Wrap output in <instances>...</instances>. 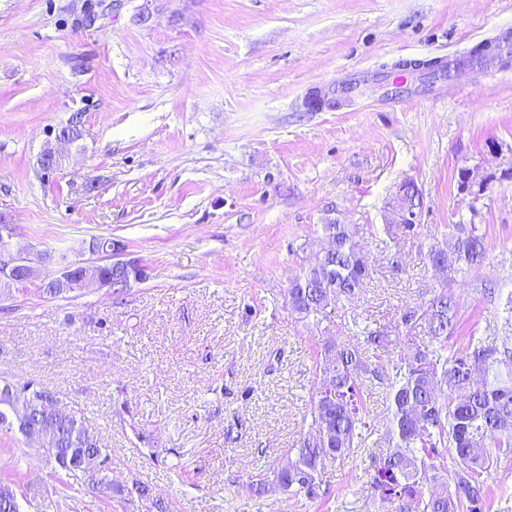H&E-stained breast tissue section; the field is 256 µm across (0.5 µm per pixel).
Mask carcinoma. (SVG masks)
Returning <instances> with one entry per match:
<instances>
[{
  "label": "carcinoma",
  "mask_w": 512,
  "mask_h": 512,
  "mask_svg": "<svg viewBox=\"0 0 512 512\" xmlns=\"http://www.w3.org/2000/svg\"><path fill=\"white\" fill-rule=\"evenodd\" d=\"M420 212L422 197L407 182L402 199ZM322 234L334 240L329 252L315 255L308 267L288 284V306L300 321L328 320L341 300L358 298L369 284L372 269L359 253L353 225L328 220ZM455 255L453 275L426 302L406 306L389 326L364 332L363 339L330 341L317 355V382L305 417L308 432L286 452V462L269 477L249 484L264 494L273 484L296 499H325L331 495L324 481L325 463L362 448L372 425L367 398L369 385L381 389L391 412L387 447L370 475L371 495L383 512H488L489 480L502 462L512 461V296L503 312L502 332L493 337H469L466 345L448 347L458 333L459 297L448 283L468 276L486 259L485 236L475 225H448V244L430 246V263ZM429 338L420 340L418 330ZM407 357L389 373L384 362H372L366 348L388 351L398 341ZM12 402L0 404V415L14 407L32 410L42 420L54 419L58 393L32 381L12 383ZM55 423L49 444L69 467L54 475L77 472L71 465L78 450L101 452L100 439L83 433L79 409ZM444 475V488L425 492L424 485ZM144 512H167L165 502L135 484Z\"/></svg>",
  "instance_id": "cac0c4a2"
}]
</instances>
